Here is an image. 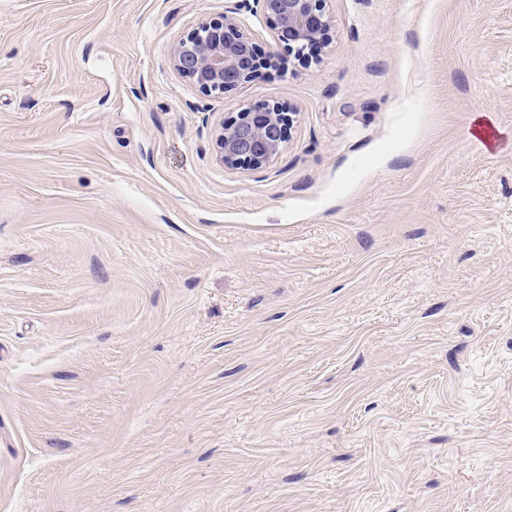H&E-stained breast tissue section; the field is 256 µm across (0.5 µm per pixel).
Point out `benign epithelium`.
<instances>
[{
    "instance_id": "benign-epithelium-1",
    "label": "benign epithelium",
    "mask_w": 512,
    "mask_h": 512,
    "mask_svg": "<svg viewBox=\"0 0 512 512\" xmlns=\"http://www.w3.org/2000/svg\"><path fill=\"white\" fill-rule=\"evenodd\" d=\"M270 25L275 46L300 53L324 42L330 28L327 0H253ZM239 8L200 23L179 39L171 53L173 70L204 95L248 83L261 71L282 67L277 52L259 53L245 32ZM293 113L282 104H254L236 113L213 133L216 161L229 170L269 167L290 141Z\"/></svg>"
}]
</instances>
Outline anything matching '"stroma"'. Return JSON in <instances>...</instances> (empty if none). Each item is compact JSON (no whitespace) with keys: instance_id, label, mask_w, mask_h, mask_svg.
<instances>
[{"instance_id":"35a3bbf8","label":"stroma","mask_w":512,"mask_h":512,"mask_svg":"<svg viewBox=\"0 0 512 512\" xmlns=\"http://www.w3.org/2000/svg\"><path fill=\"white\" fill-rule=\"evenodd\" d=\"M227 4L0 0V512H512V0H328L206 96ZM239 10L237 5L225 7L222 16L201 22L173 47V70L204 95L224 94L252 81L262 70L284 67L279 53H259L243 28ZM293 112L282 104H254L213 133L216 161L229 170L269 167L290 141Z\"/></svg>"}]
</instances>
